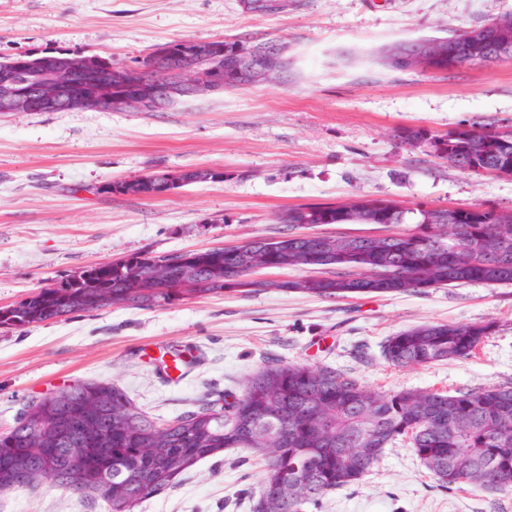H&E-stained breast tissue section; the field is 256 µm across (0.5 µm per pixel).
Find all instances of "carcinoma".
<instances>
[{
    "mask_svg": "<svg viewBox=\"0 0 512 512\" xmlns=\"http://www.w3.org/2000/svg\"><path fill=\"white\" fill-rule=\"evenodd\" d=\"M445 38L442 71L512 58V14ZM413 49L401 45L386 59L411 66ZM112 63L89 58L84 79L100 78ZM37 56L0 58V73L25 74ZM398 138L428 144L437 157L468 175L512 174V132L496 127L460 128L436 134L406 128ZM188 186L224 182V170L195 168L154 172ZM155 182L110 181L100 192L149 197ZM394 200L352 197L341 203L288 208L279 223L281 241L266 237L241 246L181 256L132 254L116 266L98 263L78 275L37 289L12 307L0 308V327L96 313L105 307L149 309L219 294L263 268H321L319 276L270 287L321 298L398 294L455 284H512V208L448 209L417 205L397 209ZM305 224H405L388 235H306ZM490 324L428 323L389 337L386 359L397 367L461 361L490 334ZM410 436L414 454L443 488L459 485L512 493V387L475 388L455 395L421 390L377 393L328 366L271 362L250 376L243 394L221 414L213 406L157 424L110 383L77 384L57 397L30 403L0 433V493L28 490L46 479L54 487L92 495L116 509L170 487L197 462L226 450H248L265 461L253 512H305L319 508L334 490L363 479L386 446ZM376 448L375 454L363 452ZM459 457L472 468L448 477ZM304 470L313 492L294 484L276 489L280 473Z\"/></svg>",
    "mask_w": 512,
    "mask_h": 512,
    "instance_id": "1",
    "label": "carcinoma"
}]
</instances>
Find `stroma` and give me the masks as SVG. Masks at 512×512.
Masks as SVG:
<instances>
[{
    "mask_svg": "<svg viewBox=\"0 0 512 512\" xmlns=\"http://www.w3.org/2000/svg\"><path fill=\"white\" fill-rule=\"evenodd\" d=\"M512 13V0H0V57L61 49L130 65L182 40L272 41L275 79L183 98L156 112H0V307L61 276L134 253L241 244L287 230L303 203L352 196L405 206L512 207V177L461 173L398 130L512 125V59L448 72L399 70L394 45L445 37ZM214 168L159 198L100 194L113 180ZM428 322L494 323L462 361L398 368L389 336ZM329 366L377 392L512 387V285L481 283L335 300L269 289L152 309L112 307L0 328V432L29 402L109 382L158 423L233 401L271 361ZM260 458L226 451L181 473L134 512H252ZM0 512H114L41 482L0 494ZM320 512H512V494L440 487L409 438Z\"/></svg>",
    "mask_w": 512,
    "mask_h": 512,
    "instance_id": "35a3bbf8",
    "label": "stroma"
}]
</instances>
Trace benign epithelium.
<instances>
[{"instance_id":"benign-epithelium-1","label":"benign epithelium","mask_w":512,"mask_h":512,"mask_svg":"<svg viewBox=\"0 0 512 512\" xmlns=\"http://www.w3.org/2000/svg\"><path fill=\"white\" fill-rule=\"evenodd\" d=\"M223 53V47L206 41L181 40L157 49L145 64L108 67L100 79L80 80L82 68L62 69L45 57L26 78L0 74V112H39L47 106L95 108L101 101L112 102L116 111L155 112L168 102L229 88L242 79L263 82L285 67L283 48L269 45L259 54L243 46L232 47L233 68L207 64L205 47ZM177 62L181 79L160 81L153 72L168 58Z\"/></svg>"}]
</instances>
